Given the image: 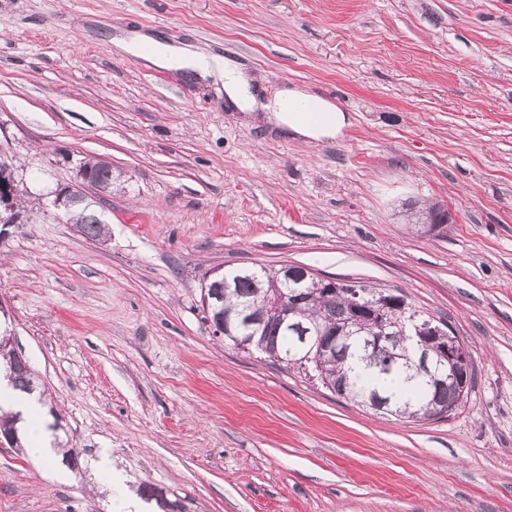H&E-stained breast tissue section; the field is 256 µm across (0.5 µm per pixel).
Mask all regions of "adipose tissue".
<instances>
[{"label": "adipose tissue", "mask_w": 512, "mask_h": 512, "mask_svg": "<svg viewBox=\"0 0 512 512\" xmlns=\"http://www.w3.org/2000/svg\"><path fill=\"white\" fill-rule=\"evenodd\" d=\"M118 47L138 53L144 46H152L148 60L151 64L171 70H191L202 76L215 75L223 79L230 99L250 106L243 72L236 62L217 56H206L187 47H172L153 40L142 33H132L118 39ZM274 123L302 140H332L339 137L350 124L349 115L331 100L307 90L284 87L265 105ZM0 410L17 414L16 427L29 456L48 464L61 455L58 439L42 416V403L36 394L15 391L5 374L0 373Z\"/></svg>", "instance_id": "adipose-tissue-1"}]
</instances>
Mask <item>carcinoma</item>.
Segmentation results:
<instances>
[{"label":"carcinoma","mask_w":512,"mask_h":512,"mask_svg":"<svg viewBox=\"0 0 512 512\" xmlns=\"http://www.w3.org/2000/svg\"><path fill=\"white\" fill-rule=\"evenodd\" d=\"M102 184L112 183V168L103 161H87ZM79 232L88 238L100 239L105 222L83 198L73 199L67 210ZM207 291H216L221 298L212 300L208 315L212 324L224 326V342L240 348V342H252V348L268 358L287 365H309L330 391L354 403L372 409V400L387 403L381 413L397 419L417 421L442 417L443 405H461L473 388L471 364L457 367L454 381L439 386L421 371V353L417 341L411 338L413 324L426 321L401 295L392 303H380V290L359 282L338 283L334 288L318 290L308 280L295 285L278 269L264 266L230 269L224 276L207 284ZM276 295L287 298L291 320L309 330V335L321 337L301 343L303 329H292L267 320L257 319L267 298ZM359 301L366 313L377 312L376 322L384 325V340L370 344L366 331L357 332L349 323L354 301ZM0 362L9 371L14 385L32 392L39 387V378L29 361L18 355L9 335L0 337ZM138 495L155 501L158 508L175 509L164 493L143 483Z\"/></svg>","instance_id":"carcinoma-1"}]
</instances>
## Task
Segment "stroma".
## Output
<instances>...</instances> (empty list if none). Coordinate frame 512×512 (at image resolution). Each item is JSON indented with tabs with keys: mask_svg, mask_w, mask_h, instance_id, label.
<instances>
[{
	"mask_svg": "<svg viewBox=\"0 0 512 512\" xmlns=\"http://www.w3.org/2000/svg\"><path fill=\"white\" fill-rule=\"evenodd\" d=\"M134 31L352 124L294 138L118 51ZM0 157L26 210L0 304L86 467L62 479L0 441V512H111L105 452L181 512H512V0H0ZM89 158L114 176L102 244L52 205ZM432 205L447 223L409 230ZM257 265L403 294L465 345L467 401L395 422L225 345L203 276Z\"/></svg>",
	"mask_w": 512,
	"mask_h": 512,
	"instance_id": "35a3bbf8",
	"label": "stroma"
}]
</instances>
